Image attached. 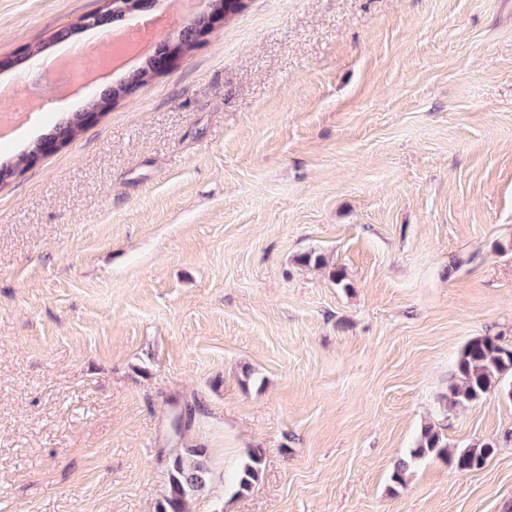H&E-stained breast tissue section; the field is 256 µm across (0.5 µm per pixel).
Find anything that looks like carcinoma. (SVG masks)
Listing matches in <instances>:
<instances>
[{
	"mask_svg": "<svg viewBox=\"0 0 512 512\" xmlns=\"http://www.w3.org/2000/svg\"><path fill=\"white\" fill-rule=\"evenodd\" d=\"M84 123L85 116L76 112L66 122L55 126L50 137H67L72 142L79 136ZM493 388L505 395L512 390V348L504 346L497 336H474L465 343L458 355L454 381L448 386V407L455 408L476 401ZM493 452L491 443L452 448L448 438L429 424L421 429L415 447L409 451V460L397 465L391 481L404 483L410 465L433 458L449 460L460 470L472 471L474 462L486 463ZM263 459V449L249 450L248 459L237 475L238 491H249L259 481ZM168 475V494L160 503L159 512H185L188 497L203 488L209 478L203 450L190 448L173 453L168 462Z\"/></svg>",
	"mask_w": 512,
	"mask_h": 512,
	"instance_id": "cac0c4a2",
	"label": "carcinoma"
}]
</instances>
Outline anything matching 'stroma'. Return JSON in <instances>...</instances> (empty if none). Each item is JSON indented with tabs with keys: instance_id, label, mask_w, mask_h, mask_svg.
<instances>
[{
	"instance_id": "1",
	"label": "stroma",
	"mask_w": 512,
	"mask_h": 512,
	"mask_svg": "<svg viewBox=\"0 0 512 512\" xmlns=\"http://www.w3.org/2000/svg\"><path fill=\"white\" fill-rule=\"evenodd\" d=\"M100 6L0 0V58L96 48ZM129 76L44 90L0 156ZM485 334L512 346V0H248L0 185V512H157L178 448L212 470L189 512H512V400L448 406ZM428 423L494 452L394 484ZM264 451L261 448H252L248 452V459L243 464L237 475V487L239 492L250 491L259 481Z\"/></svg>"
}]
</instances>
